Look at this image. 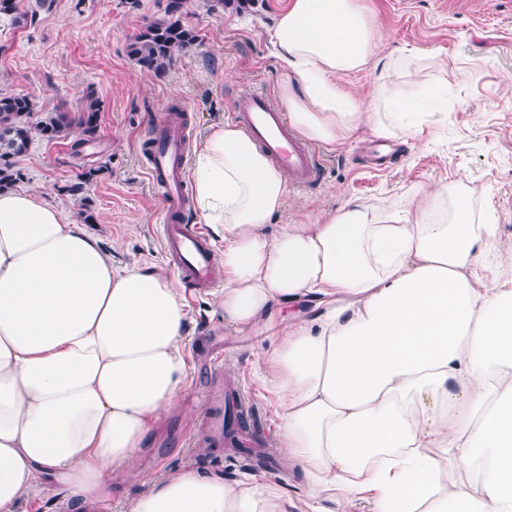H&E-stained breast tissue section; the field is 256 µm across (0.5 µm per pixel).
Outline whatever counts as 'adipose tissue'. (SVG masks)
Segmentation results:
<instances>
[{
  "mask_svg": "<svg viewBox=\"0 0 512 512\" xmlns=\"http://www.w3.org/2000/svg\"><path fill=\"white\" fill-rule=\"evenodd\" d=\"M382 34L359 0H287L272 44L281 97L303 136L336 144L412 131L371 112L340 77ZM195 215L222 243L226 323L268 329L272 308L315 302L259 360L279 403L286 464L367 512H512V256H493L461 185L417 188L413 210L350 202L318 224L274 225L285 175L236 125H217L192 169ZM492 271L489 284L479 274ZM180 288L116 268L39 194L0 193V512L45 477L73 512L112 493L184 389ZM127 512H302L268 484L184 470Z\"/></svg>",
  "mask_w": 512,
  "mask_h": 512,
  "instance_id": "adipose-tissue-1",
  "label": "adipose tissue"
}]
</instances>
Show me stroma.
Masks as SVG:
<instances>
[{
  "mask_svg": "<svg viewBox=\"0 0 512 512\" xmlns=\"http://www.w3.org/2000/svg\"><path fill=\"white\" fill-rule=\"evenodd\" d=\"M283 2L249 0L243 9L215 10L212 0H185L182 22L198 40L160 70L140 67L129 45L163 16L167 0H54L35 25L1 18L0 92L30 96L41 113H76L90 97L100 103L93 138H34L17 160L23 189L83 224L109 248L114 266L136 263L174 276L159 237L163 201L149 181L142 146L161 115L178 103L189 109L194 153L211 126L229 121L243 93L278 97L280 66L269 30ZM362 2L388 35L377 57H403L388 79L395 111L432 112L436 119L415 136L393 139V152L380 167L371 161L369 133L336 147L316 143L320 178L309 188L289 189L276 223L316 224L351 200L401 207L410 189L461 184L475 213L490 212L497 224L495 249L512 253V0ZM89 168L98 169L97 178L83 193L71 194L69 185ZM182 295L190 320L185 389L134 462L142 481H130L122 470L114 474L112 512H127L146 481L189 469L229 482L256 477L318 512H365L358 501L340 506L330 492L310 486L299 467L285 465L278 401L256 368L274 337L225 324L216 291L186 288ZM214 348L224 351L225 389L244 390L252 406L244 452L187 442L188 435L202 432L196 395L211 386L204 356Z\"/></svg>",
  "mask_w": 512,
  "mask_h": 512,
  "instance_id": "1",
  "label": "stroma"
}]
</instances>
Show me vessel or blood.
<instances>
[{
  "label": "vessel or blood",
  "mask_w": 512,
  "mask_h": 512,
  "mask_svg": "<svg viewBox=\"0 0 512 512\" xmlns=\"http://www.w3.org/2000/svg\"><path fill=\"white\" fill-rule=\"evenodd\" d=\"M186 106L167 110L157 123L148 147L147 171L160 190L166 211L161 228V245L174 269L193 291L203 292L220 283L218 261L202 225L186 223L185 181L187 150ZM233 121L287 176L293 187H307L318 176L320 164L314 148L289 127L285 112L263 93L239 97ZM246 410L241 393L233 392L227 404H212L202 425L214 441L224 437V410Z\"/></svg>",
  "instance_id": "b4317fda"
}]
</instances>
